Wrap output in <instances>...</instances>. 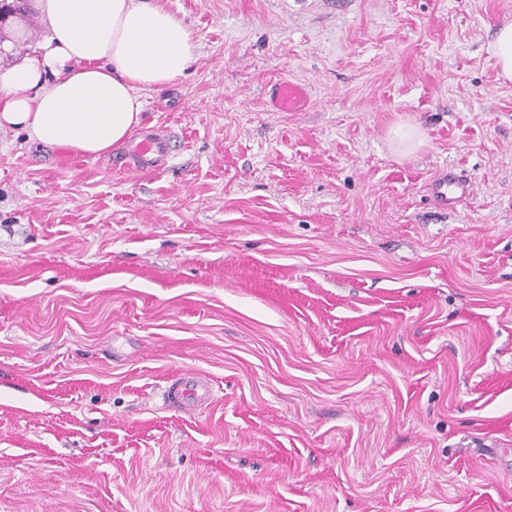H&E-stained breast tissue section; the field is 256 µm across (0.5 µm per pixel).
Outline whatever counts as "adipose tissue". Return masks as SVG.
Masks as SVG:
<instances>
[{"label":"adipose tissue","mask_w":512,"mask_h":512,"mask_svg":"<svg viewBox=\"0 0 512 512\" xmlns=\"http://www.w3.org/2000/svg\"><path fill=\"white\" fill-rule=\"evenodd\" d=\"M46 34L0 73V127L98 155L127 143L141 92L185 76L192 31L160 0H30Z\"/></svg>","instance_id":"1"}]
</instances>
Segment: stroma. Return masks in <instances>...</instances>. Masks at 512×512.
Here are the masks:
<instances>
[{
    "label": "stroma",
    "instance_id": "1",
    "mask_svg": "<svg viewBox=\"0 0 512 512\" xmlns=\"http://www.w3.org/2000/svg\"><path fill=\"white\" fill-rule=\"evenodd\" d=\"M161 2L197 38L142 94L161 169L0 128V512H512V0ZM487 51L494 59L498 78L512 83V23L498 27ZM309 102V90L291 80H280L272 84L270 104L273 112H297ZM427 191L437 206L448 208L456 199L470 194L473 191V185L452 167H446L431 179L427 185ZM212 401V383L196 373L171 376L163 392L164 406L184 413L196 412Z\"/></svg>",
    "mask_w": 512,
    "mask_h": 512
}]
</instances>
